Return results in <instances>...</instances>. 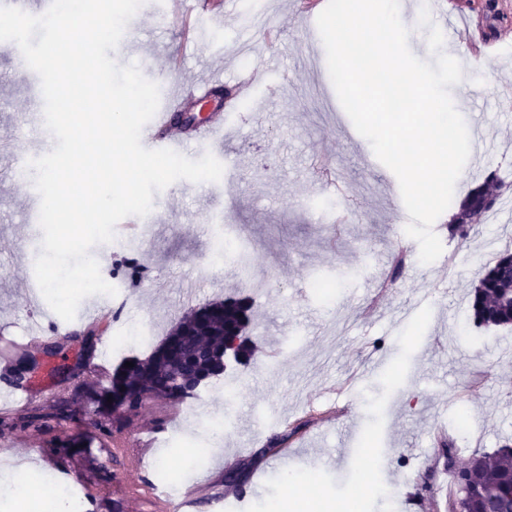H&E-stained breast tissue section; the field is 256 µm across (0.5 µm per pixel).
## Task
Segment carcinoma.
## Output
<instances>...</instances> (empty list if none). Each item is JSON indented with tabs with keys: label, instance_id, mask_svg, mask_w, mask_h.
<instances>
[{
	"label": "carcinoma",
	"instance_id": "carcinoma-1",
	"mask_svg": "<svg viewBox=\"0 0 512 512\" xmlns=\"http://www.w3.org/2000/svg\"><path fill=\"white\" fill-rule=\"evenodd\" d=\"M512 192L498 170H490L456 207L448 232L466 240L472 224L500 205L503 196ZM215 312L198 319L187 312L168 332L173 339L169 352L153 361L131 357L133 366L121 363L109 385L97 391L112 392V385L124 387L123 397L131 408L140 406L143 392L151 391L159 399L181 403L185 384L210 369L215 353L224 345V326L236 322L238 300L229 297L212 302ZM471 311L479 327L512 326V249L507 248L484 267L471 291ZM47 419L76 420L86 428L102 429L96 411L83 410L79 417L61 409L45 415ZM512 509V445L505 444L490 454L475 457V465L465 486L454 484L448 496V512H509Z\"/></svg>",
	"mask_w": 512,
	"mask_h": 512
}]
</instances>
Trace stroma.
<instances>
[{
    "mask_svg": "<svg viewBox=\"0 0 512 512\" xmlns=\"http://www.w3.org/2000/svg\"><path fill=\"white\" fill-rule=\"evenodd\" d=\"M448 11L471 21L469 44L452 50L463 67L450 88L464 119L480 115L495 156L489 165L466 163L455 187L462 198L482 182L487 167L512 182V111H503L499 90L512 86V0H445ZM327 0H265L272 16L270 41L260 50L268 72L257 92L268 106L243 102L226 123L224 151L232 161L220 181L179 180L153 197L145 244H100L91 253L102 276L123 281L124 320L155 325L165 336L186 311L235 297L251 304L249 334L256 353L245 366L228 369L206 388L198 412L171 414L169 402L149 400L127 423H109V435L95 434L85 452L60 458L82 484L88 512H161L148 485L135 496L127 485L126 459L114 443L134 447L152 437L223 420L228 428L208 448H162L161 466L183 486L204 482L207 497L223 495L224 473L240 463L249 475L264 473L260 489L236 502L237 512H307L301 497L286 500L295 476L317 477L328 503L349 494L366 467H373L375 501L352 512H448L443 477L460 457L494 452L512 441V328H476L470 291L485 264L512 247V221H482L468 241L450 236L444 219L433 229L442 255L421 264L419 246L404 229L409 221L396 176L361 135L346 137L352 122L330 80L316 19ZM205 12L199 37L174 18L169 0H144L128 26L134 39H121L113 53L119 65L137 64L147 79L167 88L176 77L244 71L245 49L238 15L224 0H188ZM39 76L18 45L0 46V331L22 341L23 350L0 344V387L13 383L18 355L54 345L58 354L37 369L27 385L26 405L0 410V471L21 469L35 490L57 487L60 477L42 455L80 431L78 423L37 419L54 404L75 409L91 389L106 385L122 356H147L149 347L124 355L108 348L111 316L91 322L76 316L65 334L30 336L34 318L26 302L49 305L35 286L34 263L41 236L26 205L32 177L13 174V156L25 147L43 109L34 94ZM333 166L347 183L350 223L342 211H322L326 192L315 184L318 164ZM233 224L249 243L247 275L213 264L209 227ZM406 252L402 269L393 257ZM138 257L145 277L127 278L121 259ZM193 270L198 290L182 301L179 267ZM266 283L254 293L250 280ZM335 281L323 297L316 280ZM352 388L340 399L330 390ZM235 396H227V389ZM292 459L277 462L281 448ZM334 456L335 466L323 463Z\"/></svg>",
    "mask_w": 512,
    "mask_h": 512,
    "instance_id": "1",
    "label": "stroma"
}]
</instances>
